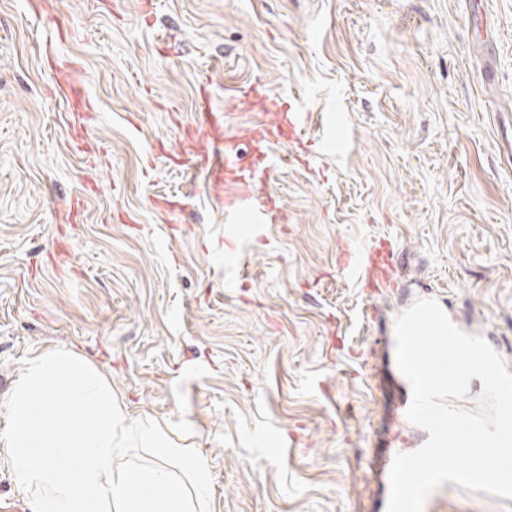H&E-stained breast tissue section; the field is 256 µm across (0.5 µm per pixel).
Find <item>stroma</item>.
<instances>
[{
	"instance_id": "35a3bbf8",
	"label": "stroma",
	"mask_w": 512,
	"mask_h": 512,
	"mask_svg": "<svg viewBox=\"0 0 512 512\" xmlns=\"http://www.w3.org/2000/svg\"><path fill=\"white\" fill-rule=\"evenodd\" d=\"M0 0V505L25 361L69 348L128 421L169 423L211 472L209 512H387L380 459L418 450L397 317L432 299L512 369V0ZM76 61L96 108L55 96L39 50ZM262 82L296 97L313 142L271 184L287 215L231 232L193 162L207 89L251 158ZM345 140L319 145L322 117ZM84 201L70 221L71 198ZM391 244L366 299L342 243ZM424 512H512L447 482Z\"/></svg>"
}]
</instances>
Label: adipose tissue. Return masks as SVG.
I'll use <instances>...</instances> for the list:
<instances>
[{
  "label": "adipose tissue",
  "instance_id": "1",
  "mask_svg": "<svg viewBox=\"0 0 512 512\" xmlns=\"http://www.w3.org/2000/svg\"><path fill=\"white\" fill-rule=\"evenodd\" d=\"M9 462L33 512H206L204 458L158 421L130 427L98 367L74 351L24 364L9 397ZM152 452L132 457V445Z\"/></svg>",
  "mask_w": 512,
  "mask_h": 512
}]
</instances>
